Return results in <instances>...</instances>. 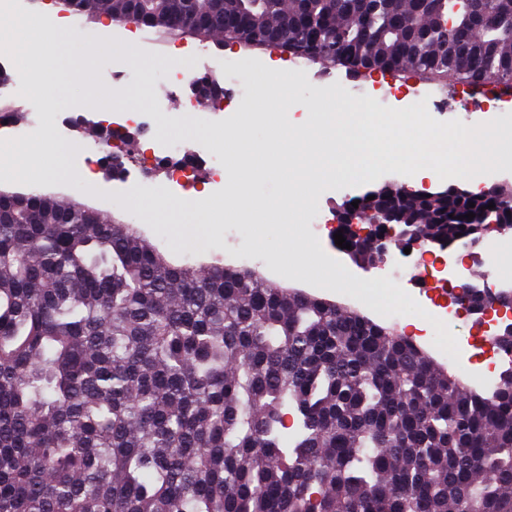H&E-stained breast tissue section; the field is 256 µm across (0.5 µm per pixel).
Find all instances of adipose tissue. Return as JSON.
Here are the masks:
<instances>
[{"label": "adipose tissue", "instance_id": "adipose-tissue-1", "mask_svg": "<svg viewBox=\"0 0 512 512\" xmlns=\"http://www.w3.org/2000/svg\"><path fill=\"white\" fill-rule=\"evenodd\" d=\"M66 30L63 26H48L40 17L16 18L7 38L0 47L25 55L40 73L36 92L46 101H55L59 88L54 74L60 65L59 45ZM74 150L72 144L45 140L35 144L17 145L12 149L13 169L24 181H43L64 175V160ZM281 264L292 268L302 278H317L325 284L345 287L349 284L346 271L325 262L315 248L287 241L279 257Z\"/></svg>", "mask_w": 512, "mask_h": 512}]
</instances>
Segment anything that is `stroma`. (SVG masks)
<instances>
[{"label": "stroma", "instance_id": "stroma-1", "mask_svg": "<svg viewBox=\"0 0 512 512\" xmlns=\"http://www.w3.org/2000/svg\"><path fill=\"white\" fill-rule=\"evenodd\" d=\"M111 28L113 42L125 39L131 41L132 47L129 54L116 55L109 60L97 50V23L85 18L71 28V41L61 51L62 65L57 74L60 94L55 103H47L35 92L39 75L26 57H19L15 65L6 70L10 85L26 91L25 100L15 104V114L18 123L31 125L30 142H40L49 134L54 140L79 147L69 158V173L65 178L34 184V191L93 206L108 220L134 225L149 243L176 263L220 261L246 266L267 280L336 301L386 326L393 321L386 306L361 302V287L375 282L392 283L390 269L396 265L405 275H417L414 260L405 255V242L395 241L381 262L355 263L334 245L339 215L349 200L386 185L398 184L434 193L449 188L468 190V180L449 178L434 183L420 182L413 176L390 173L361 186L327 190L321 192L318 204L307 205L299 225L294 228L285 224H267L260 230L244 223L200 224L191 214H147L129 206L128 201L136 196L150 197L161 186L171 195H182L178 182L180 173L174 166L178 156L165 151L175 139L182 143L184 151L199 153L196 189L214 198L223 197V182L211 181L208 176L212 157L223 154L217 136L233 128L239 112L263 94L264 72L272 63L286 69L290 88L298 92L297 97L291 99L290 108L300 128L308 121L311 103L322 100L325 93L337 86L358 98L373 95L380 105L397 109L426 97H442V105L428 108L430 115L442 122L457 119L471 126L496 118L502 120L512 113V88L503 86L494 90L487 85L468 86L413 75L403 79L391 73L380 78L365 74L359 82L349 85L344 80L345 66L296 58L279 47L223 44L190 36L174 39L153 35L143 40L134 37L131 24L115 21ZM174 56L188 61L201 59L213 66L231 62L235 77L225 80L217 92L207 95L206 106L184 109L181 105L184 96L198 95L199 90L168 82V62ZM116 66L129 71L130 79L115 82L112 69ZM109 91L121 97L111 111V118L121 125L122 152L130 172L125 183L115 181L109 167L99 165L90 170L84 163L85 145L104 135L100 121L104 95ZM131 114L139 115V124L124 125V118ZM291 237L314 245L327 259L343 267L353 282L352 287L330 288L320 280L302 279L283 271L276 257ZM401 293L407 298L398 317L401 323L426 320L430 334L449 337L458 349H468L480 327L475 317L459 313L446 323L429 310L417 307L421 289L405 284Z\"/></svg>", "mask_w": 512, "mask_h": 512}]
</instances>
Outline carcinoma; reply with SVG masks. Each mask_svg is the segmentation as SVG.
Returning <instances> with one entry per match:
<instances>
[{"label":"carcinoma","mask_w":512,"mask_h":512,"mask_svg":"<svg viewBox=\"0 0 512 512\" xmlns=\"http://www.w3.org/2000/svg\"><path fill=\"white\" fill-rule=\"evenodd\" d=\"M185 2L63 0L224 41L240 22L254 46L286 17L296 57L512 85V0ZM358 208L453 244L511 225L512 190L396 186ZM0 512H512V370L480 393L394 326L0 192Z\"/></svg>","instance_id":"1"}]
</instances>
